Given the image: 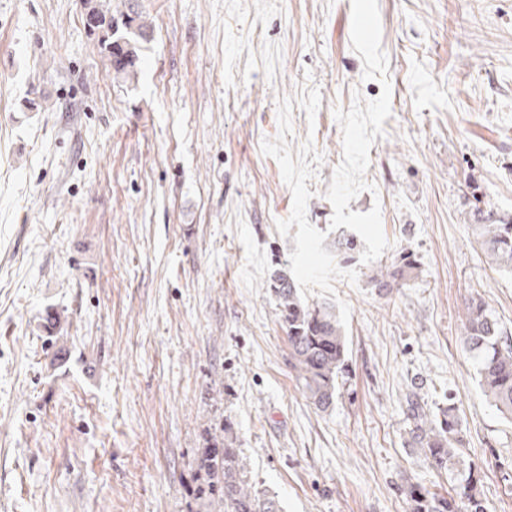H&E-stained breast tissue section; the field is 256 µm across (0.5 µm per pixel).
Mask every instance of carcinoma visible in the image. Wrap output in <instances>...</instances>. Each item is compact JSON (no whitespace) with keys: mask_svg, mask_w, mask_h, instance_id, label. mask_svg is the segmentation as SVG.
I'll return each instance as SVG.
<instances>
[{"mask_svg":"<svg viewBox=\"0 0 512 512\" xmlns=\"http://www.w3.org/2000/svg\"><path fill=\"white\" fill-rule=\"evenodd\" d=\"M84 21L108 71L116 82L133 81L140 67L143 43L153 34V22L136 0H124L119 16L100 0H84ZM486 258L498 270L512 272V218L489 210L480 223L471 225ZM410 262L378 268L371 281L380 291L411 277ZM281 319L288 334V364L297 387L320 411L334 406L339 377L346 368V340L342 324L332 308L307 305L297 294L293 281L282 272L273 277ZM462 344L479 378L489 403L512 420V333L508 332L480 298L466 304ZM409 416L414 421L412 443L428 463L439 470L457 471L461 466L462 423L455 403L433 413L417 399L408 398ZM211 446L195 458L197 484L191 494L208 503L210 512H281L279 501L258 491L245 479V467L231 428L213 434ZM475 468L468 466L453 491L430 493L408 484L404 493L409 512H485Z\"/></svg>","mask_w":512,"mask_h":512,"instance_id":"1","label":"carcinoma"}]
</instances>
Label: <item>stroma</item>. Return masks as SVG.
<instances>
[{
	"instance_id": "35a3bbf8",
	"label": "stroma",
	"mask_w": 512,
	"mask_h": 512,
	"mask_svg": "<svg viewBox=\"0 0 512 512\" xmlns=\"http://www.w3.org/2000/svg\"><path fill=\"white\" fill-rule=\"evenodd\" d=\"M391 115L351 211L380 204L378 262L339 250L326 197L335 109L372 100L351 0H138L154 24L113 81L80 0H0V512H204L194 459L231 426L283 512H407L405 482L450 490L412 445L407 396L454 398L487 512H512V421L461 337L481 297L512 332V273L470 226L512 216V0H378ZM316 85L288 141L323 156L311 224L356 283L332 410L296 388L271 287L296 249L292 195L260 150L277 101ZM414 278L378 292L379 265Z\"/></svg>"
}]
</instances>
